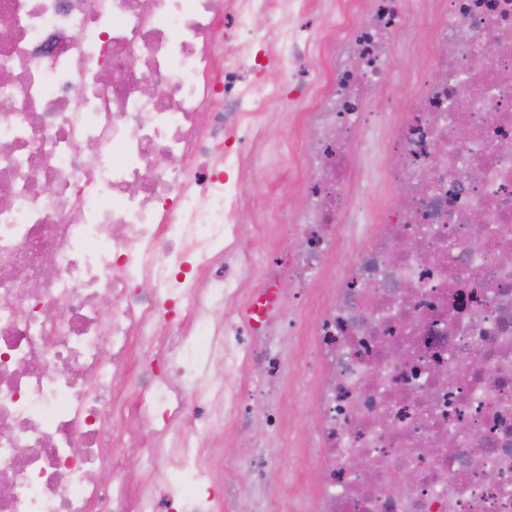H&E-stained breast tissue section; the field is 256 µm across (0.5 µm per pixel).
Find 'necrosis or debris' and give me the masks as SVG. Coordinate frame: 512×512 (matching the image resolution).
Returning <instances> with one entry per match:
<instances>
[{
  "label": "necrosis or debris",
  "instance_id": "necrosis-or-debris-1",
  "mask_svg": "<svg viewBox=\"0 0 512 512\" xmlns=\"http://www.w3.org/2000/svg\"><path fill=\"white\" fill-rule=\"evenodd\" d=\"M1 12L0 512H512V0ZM420 15L417 81L387 84ZM283 108L297 200L259 209ZM249 219L299 248L244 251ZM289 367L316 419L285 466ZM119 446L149 477L100 482ZM228 468L250 508L203 494Z\"/></svg>",
  "mask_w": 512,
  "mask_h": 512
}]
</instances>
